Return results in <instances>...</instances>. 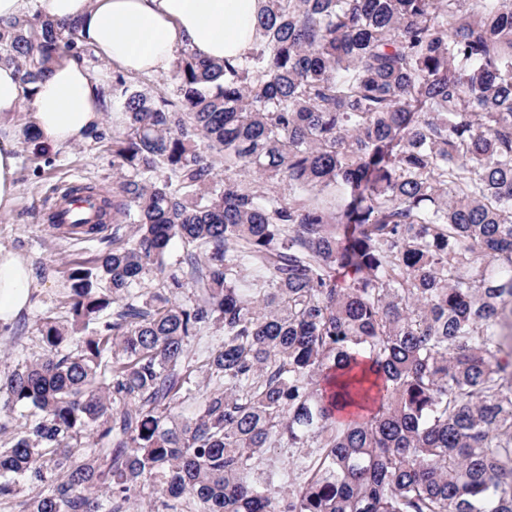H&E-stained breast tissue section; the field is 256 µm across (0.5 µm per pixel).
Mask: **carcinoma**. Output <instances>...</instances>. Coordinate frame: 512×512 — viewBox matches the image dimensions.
Returning <instances> with one entry per match:
<instances>
[{
	"label": "carcinoma",
	"instance_id": "1",
	"mask_svg": "<svg viewBox=\"0 0 512 512\" xmlns=\"http://www.w3.org/2000/svg\"><path fill=\"white\" fill-rule=\"evenodd\" d=\"M257 28L115 73L112 184L58 231L112 247L0 375V501L512 512V0H262ZM60 52L75 25L0 21L24 85Z\"/></svg>",
	"mask_w": 512,
	"mask_h": 512
}]
</instances>
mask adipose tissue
<instances>
[{
    "label": "adipose tissue",
    "instance_id": "ef3b65f1",
    "mask_svg": "<svg viewBox=\"0 0 512 512\" xmlns=\"http://www.w3.org/2000/svg\"><path fill=\"white\" fill-rule=\"evenodd\" d=\"M55 21L78 27L82 43L128 74L170 71L177 48L193 44L205 57L243 55L255 38L261 0H37ZM100 84L81 61L59 54L45 78L26 91L13 65L0 62V209L17 189V137L11 120L28 111L41 144L64 149L101 119ZM33 270L0 247V323L14 322L30 302Z\"/></svg>",
    "mask_w": 512,
    "mask_h": 512
}]
</instances>
